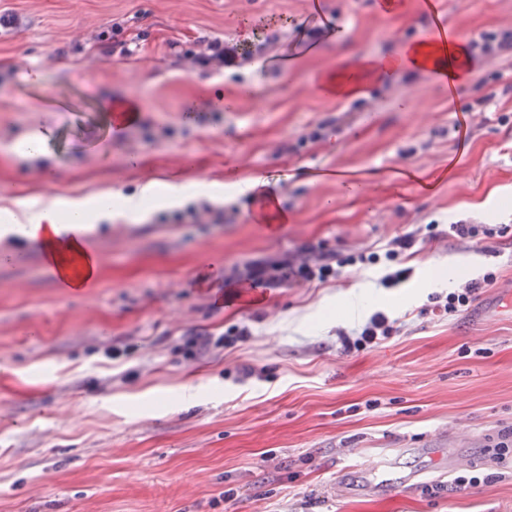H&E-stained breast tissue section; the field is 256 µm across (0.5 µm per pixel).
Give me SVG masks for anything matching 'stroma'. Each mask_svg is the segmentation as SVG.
<instances>
[{
	"instance_id": "35a3bbf8",
	"label": "stroma",
	"mask_w": 512,
	"mask_h": 512,
	"mask_svg": "<svg viewBox=\"0 0 512 512\" xmlns=\"http://www.w3.org/2000/svg\"><path fill=\"white\" fill-rule=\"evenodd\" d=\"M0 0V205L261 179L212 200L221 224L103 221L85 247L93 288L63 293L37 248L0 263V512H512V469L485 447L512 428V55L447 94L400 69L358 98L324 94L342 55L391 57L421 38V0ZM465 38L512 30V0H441ZM233 64H202L207 42ZM41 81H31L32 72ZM497 95L486 100L488 88ZM132 101L116 129L104 105ZM51 130L48 153L14 145ZM483 224L485 250L429 225ZM414 232L415 254L340 279L224 300L234 269L308 244L344 259ZM411 268L395 287L386 269ZM493 271L467 310L432 295ZM397 330L344 352L374 313ZM246 326L230 349L184 351ZM120 347L117 356L109 347ZM198 390L182 403V387ZM492 482L430 494L444 460ZM391 450L410 491L365 489L344 465Z\"/></svg>"
}]
</instances>
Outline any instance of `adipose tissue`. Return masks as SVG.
Segmentation results:
<instances>
[{
    "label": "adipose tissue",
    "instance_id": "ef3b65f1",
    "mask_svg": "<svg viewBox=\"0 0 512 512\" xmlns=\"http://www.w3.org/2000/svg\"><path fill=\"white\" fill-rule=\"evenodd\" d=\"M372 70V59L349 57L336 69L323 73L320 85L325 93L336 97L356 94L361 91ZM182 199V188L166 182L148 183L139 193L117 200L108 196H47L28 200L12 209L0 210V232L42 238L59 267L64 265L68 256L82 257L85 274L90 277L97 273L94 257L87 255L81 242L76 239L59 240V225L94 224L110 219L117 212L135 216L142 212L144 202L173 206L181 203Z\"/></svg>",
    "mask_w": 512,
    "mask_h": 512
}]
</instances>
